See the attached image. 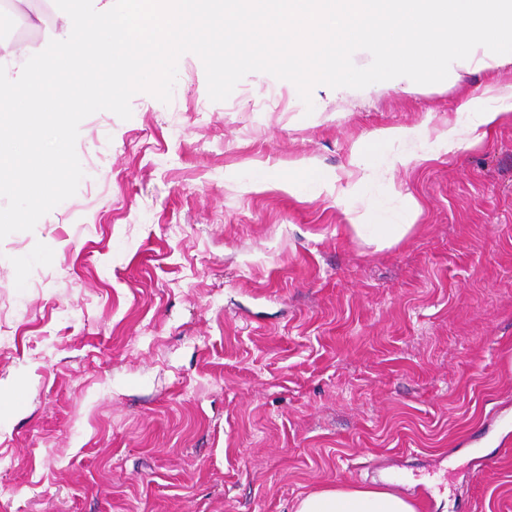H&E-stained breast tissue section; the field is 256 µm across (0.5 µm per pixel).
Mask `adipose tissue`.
I'll use <instances>...</instances> for the list:
<instances>
[{
  "label": "adipose tissue",
  "mask_w": 512,
  "mask_h": 512,
  "mask_svg": "<svg viewBox=\"0 0 512 512\" xmlns=\"http://www.w3.org/2000/svg\"><path fill=\"white\" fill-rule=\"evenodd\" d=\"M512 119V86L493 88L489 101L481 107L460 113L456 121L435 136L431 149L452 152L483 138L502 121ZM420 138L416 126H400L375 132L353 150L350 163L360 170L363 179L374 172L367 162L370 152ZM296 512H415L402 496L378 487L324 488L308 493L299 500Z\"/></svg>",
  "instance_id": "adipose-tissue-1"
}]
</instances>
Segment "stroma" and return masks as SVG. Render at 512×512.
Instances as JSON below:
<instances>
[{
    "label": "stroma",
    "mask_w": 512,
    "mask_h": 512,
    "mask_svg": "<svg viewBox=\"0 0 512 512\" xmlns=\"http://www.w3.org/2000/svg\"><path fill=\"white\" fill-rule=\"evenodd\" d=\"M507 83L512 63L309 110L249 75L214 102L187 53L175 109L85 118L76 195L0 240V512H295L370 484L512 512V120L396 148L352 194L280 181L345 176L359 139L435 137ZM354 219L409 231L378 251ZM284 183L288 184L289 193L300 192L305 189L308 185H311L314 191L321 193L323 191L333 192L337 191V185L335 186L334 178L329 174H319L310 181L303 180L295 173H288V178H281Z\"/></svg>",
    "instance_id": "obj_1"
}]
</instances>
